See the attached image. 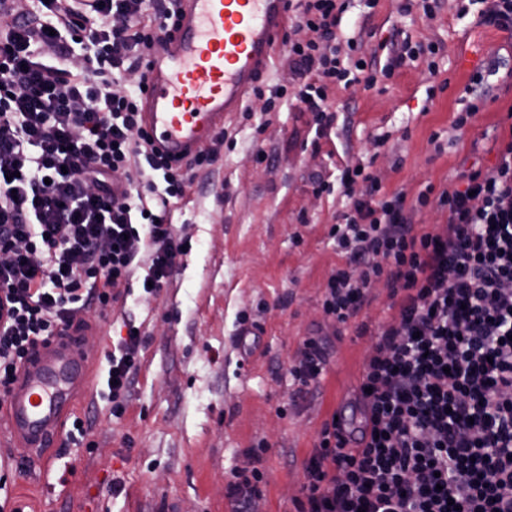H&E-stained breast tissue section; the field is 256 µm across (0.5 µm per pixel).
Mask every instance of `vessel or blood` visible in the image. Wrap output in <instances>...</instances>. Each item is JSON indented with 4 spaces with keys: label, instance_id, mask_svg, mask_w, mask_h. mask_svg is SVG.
Instances as JSON below:
<instances>
[{
    "label": "vessel or blood",
    "instance_id": "b4317fda",
    "mask_svg": "<svg viewBox=\"0 0 512 512\" xmlns=\"http://www.w3.org/2000/svg\"><path fill=\"white\" fill-rule=\"evenodd\" d=\"M288 0H182L177 31L159 33L166 56L146 66L143 126L174 159L203 147L238 111L279 44ZM79 332L40 349L19 373L0 415L19 448L62 440L79 394L93 387Z\"/></svg>",
    "mask_w": 512,
    "mask_h": 512
}]
</instances>
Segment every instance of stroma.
I'll use <instances>...</instances> for the list:
<instances>
[{
    "instance_id": "1",
    "label": "stroma",
    "mask_w": 512,
    "mask_h": 512,
    "mask_svg": "<svg viewBox=\"0 0 512 512\" xmlns=\"http://www.w3.org/2000/svg\"><path fill=\"white\" fill-rule=\"evenodd\" d=\"M402 0H378L365 11L346 0L340 29L362 39L376 68L388 65L396 42L434 41L442 50L429 72L410 62L373 88L337 90L336 121L316 137L314 113L288 100L266 112L247 97L250 112L224 124L226 139L210 140L216 160L194 176L170 220L188 250L177 257L168 284L154 296L134 288L126 302L89 305L85 347L104 357L139 327L142 358L121 419L110 417L99 389L74 411L90 426L80 447L41 453L13 447L12 504L21 512H233L224 496L231 470L261 457L264 478L251 512H296L304 466L335 407L359 425L358 386L374 329L391 320L386 281L373 288L359 318L341 324L322 308L326 281L340 258L329 236L346 200L339 169L363 165L381 190L441 192L459 186L462 172L490 171L497 148L512 134V36L461 15L460 0H441L435 18ZM484 76L483 109L462 128L458 112L471 101L473 72ZM267 159H256L257 151ZM370 331L358 332L360 323ZM257 333L239 342L243 325ZM319 342L325 372L297 394L289 370L307 339ZM69 480L63 495L45 481Z\"/></svg>"
}]
</instances>
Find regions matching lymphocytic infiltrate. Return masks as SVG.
Returning <instances> with one entry per match:
<instances>
[{
    "instance_id": "obj_1",
    "label": "lymphocytic infiltrate",
    "mask_w": 512,
    "mask_h": 512,
    "mask_svg": "<svg viewBox=\"0 0 512 512\" xmlns=\"http://www.w3.org/2000/svg\"><path fill=\"white\" fill-rule=\"evenodd\" d=\"M0 0V405L33 353L61 328H86L85 304L119 299L139 266L164 288L185 245L168 221L201 152L180 164L153 148L140 94L143 71L179 0ZM303 40L284 36L294 90L256 86L265 111L295 97L326 135L336 88L373 87L396 68L433 58L437 43L401 42L374 71L363 43L340 30L343 0H294ZM83 62H75V49ZM437 199L447 216L416 232L406 196H384L362 167L340 178L346 212L330 235L345 262L327 279L325 313L357 318L375 281L399 294L366 358L364 425L352 448L325 422L304 467L297 512H512V136L489 172L460 176ZM141 338L113 345L101 381L110 414L126 410Z\"/></svg>"
}]
</instances>
